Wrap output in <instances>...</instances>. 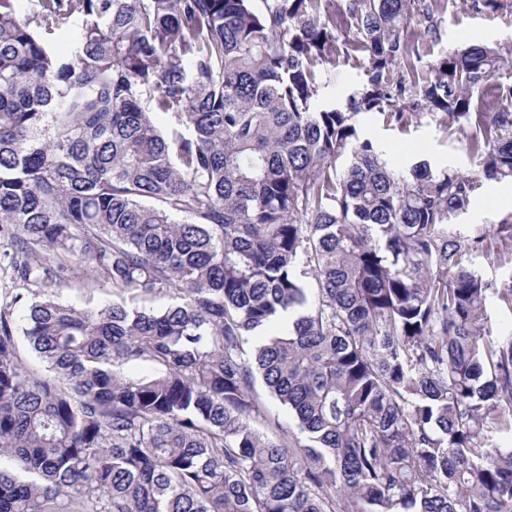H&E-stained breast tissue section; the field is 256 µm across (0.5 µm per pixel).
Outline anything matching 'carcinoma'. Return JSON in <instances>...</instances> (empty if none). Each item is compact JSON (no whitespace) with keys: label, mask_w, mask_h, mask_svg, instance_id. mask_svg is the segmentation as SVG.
Masks as SVG:
<instances>
[{"label":"carcinoma","mask_w":512,"mask_h":512,"mask_svg":"<svg viewBox=\"0 0 512 512\" xmlns=\"http://www.w3.org/2000/svg\"><path fill=\"white\" fill-rule=\"evenodd\" d=\"M320 3L0 0V512H512V333L456 224L512 180V85L472 111L512 45L407 85L426 0H346L366 81L317 108ZM408 107L470 128L477 171L360 138ZM78 267L112 302L61 296ZM258 380L299 434L250 423ZM488 312L491 317V326L498 333H507L512 330L511 314L504 308H501L500 302L494 290H490L488 295Z\"/></svg>","instance_id":"carcinoma-1"}]
</instances>
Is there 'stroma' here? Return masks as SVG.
<instances>
[{"instance_id": "stroma-1", "label": "stroma", "mask_w": 512, "mask_h": 512, "mask_svg": "<svg viewBox=\"0 0 512 512\" xmlns=\"http://www.w3.org/2000/svg\"><path fill=\"white\" fill-rule=\"evenodd\" d=\"M434 37L421 38V26L413 24L406 38L418 41L420 55L412 59L409 74L416 80L425 79L429 69L441 56L475 43L493 45L512 41V10L495 13L475 8L473 0H435ZM339 41L332 62L317 66L322 81L319 105L338 104L360 89L366 79L367 54L355 39L351 21L344 10L336 12ZM358 127L362 137L383 150L394 168L404 171L414 162L425 159L433 168H450L460 174L476 172V161L465 147V135L458 128L448 127L438 115L423 110L407 111L405 125L388 122L383 114L360 115ZM496 181L485 182L469 207L457 219L465 238L481 236L493 225L512 217V208L493 202L499 189Z\"/></svg>"}]
</instances>
